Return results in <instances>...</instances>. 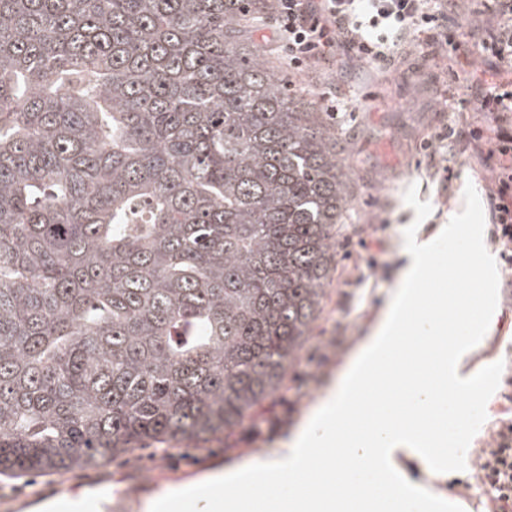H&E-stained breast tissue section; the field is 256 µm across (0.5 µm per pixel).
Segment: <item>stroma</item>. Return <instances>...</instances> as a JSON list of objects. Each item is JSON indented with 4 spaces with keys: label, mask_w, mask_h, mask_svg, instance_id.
<instances>
[{
    "label": "stroma",
    "mask_w": 512,
    "mask_h": 512,
    "mask_svg": "<svg viewBox=\"0 0 512 512\" xmlns=\"http://www.w3.org/2000/svg\"><path fill=\"white\" fill-rule=\"evenodd\" d=\"M471 0L462 3L451 26L460 42L451 50L440 36L418 31L398 43L387 65L354 60L344 52L305 72H287L284 55L269 24L250 34L292 89H305L315 102L338 96L347 103L340 124L349 139L345 163L355 192L334 241L332 279L318 316L281 388L262 400L241 425L211 439L206 449L157 451L155 443L103 468L107 486L121 490L114 512H146L144 505L171 486H212L204 474L244 466L272 456L283 437L310 413L335 382L348 358L368 335L405 264L401 234L428 241L438 260L428 275L431 290L452 287L463 293L488 288L479 304L482 345L472 358L486 383L485 409L470 423L466 439L449 433L448 445L468 450V466L433 480L436 492L455 501L458 512H491L474 464L496 430L512 423V271L501 258L490 222L485 185L492 176L473 156L449 151L447 126L479 121L473 86L489 62L471 35L481 25ZM467 100L458 110V100ZM458 240L477 242L493 263L491 281H458L448 227Z\"/></svg>",
    "instance_id": "obj_1"
}]
</instances>
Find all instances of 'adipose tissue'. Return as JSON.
Masks as SVG:
<instances>
[{
    "label": "adipose tissue",
    "mask_w": 512,
    "mask_h": 512,
    "mask_svg": "<svg viewBox=\"0 0 512 512\" xmlns=\"http://www.w3.org/2000/svg\"><path fill=\"white\" fill-rule=\"evenodd\" d=\"M407 262L368 336L352 353L339 380L309 416L280 441L273 457L254 462L265 483L277 486L310 474L321 458L332 474L327 485L291 496L279 512H447V499L409 481L402 460L417 461L427 475L465 465V449L442 448L430 420L440 404L448 424L462 421L451 404L472 385L470 367L479 331L461 313L455 290L431 293L434 264L428 242L404 237Z\"/></svg>",
    "instance_id": "adipose-tissue-1"
}]
</instances>
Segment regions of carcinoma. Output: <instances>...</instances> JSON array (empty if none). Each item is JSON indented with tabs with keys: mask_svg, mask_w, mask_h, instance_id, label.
<instances>
[{
	"mask_svg": "<svg viewBox=\"0 0 512 512\" xmlns=\"http://www.w3.org/2000/svg\"><path fill=\"white\" fill-rule=\"evenodd\" d=\"M266 0H0V477L205 443L280 387L353 178Z\"/></svg>",
	"mask_w": 512,
	"mask_h": 512,
	"instance_id": "carcinoma-1",
	"label": "carcinoma"
}]
</instances>
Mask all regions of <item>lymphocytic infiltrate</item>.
Instances as JSON below:
<instances>
[{"label":"lymphocytic infiltrate","instance_id":"lymphocytic-infiltrate-1","mask_svg":"<svg viewBox=\"0 0 512 512\" xmlns=\"http://www.w3.org/2000/svg\"><path fill=\"white\" fill-rule=\"evenodd\" d=\"M481 2L482 44L494 63L474 99L487 121L455 141L491 168L492 221L504 252L512 253V0ZM452 7V0H273L272 20L289 70L300 72L341 49L367 63H386L392 44L412 29L444 20ZM478 469L491 488L494 512H512V425L496 432Z\"/></svg>","mask_w":512,"mask_h":512}]
</instances>
